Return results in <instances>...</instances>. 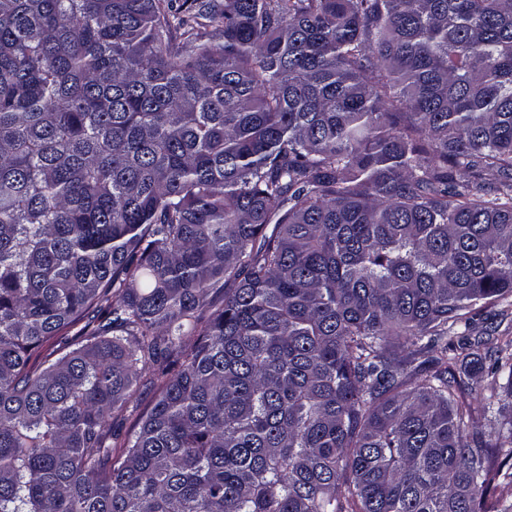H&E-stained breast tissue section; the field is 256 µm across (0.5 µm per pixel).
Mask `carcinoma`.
Instances as JSON below:
<instances>
[{"mask_svg":"<svg viewBox=\"0 0 512 512\" xmlns=\"http://www.w3.org/2000/svg\"><path fill=\"white\" fill-rule=\"evenodd\" d=\"M508 306L512 0H0V512H508ZM474 383V386H478L483 390L485 395H489L494 392H501L503 389L501 388L505 384V379L501 377H490L487 373H480L476 377H474L473 381L464 377V383L462 384V393L461 395L465 396L469 399L470 387Z\"/></svg>","mask_w":512,"mask_h":512,"instance_id":"carcinoma-1","label":"carcinoma"}]
</instances>
